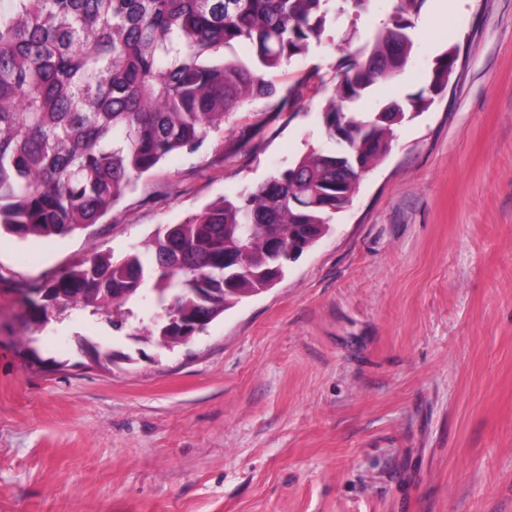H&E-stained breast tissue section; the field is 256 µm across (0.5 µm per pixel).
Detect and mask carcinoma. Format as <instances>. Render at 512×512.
Segmentation results:
<instances>
[{
	"label": "carcinoma",
	"mask_w": 512,
	"mask_h": 512,
	"mask_svg": "<svg viewBox=\"0 0 512 512\" xmlns=\"http://www.w3.org/2000/svg\"><path fill=\"white\" fill-rule=\"evenodd\" d=\"M330 0H0V232L53 239L98 223L135 180L194 150L250 101L269 96L264 75L327 37ZM373 0H338L335 15ZM424 0H395L390 18L354 49L357 30L336 40L337 80L320 111L341 150L310 149L291 166L236 196L160 228L115 258L89 253L42 287L56 309L82 306L128 336L182 335L206 326L282 279L288 248L328 229L361 179L392 150L395 129L427 111L457 65L450 46L416 93L372 112L353 105L407 67L411 29ZM245 44L244 58L235 46ZM363 172L336 170V155ZM279 232L282 254L267 252ZM239 263L224 265V253ZM151 293L148 325L130 319ZM37 332L53 311L30 302ZM96 363L114 351L86 338Z\"/></svg>",
	"instance_id": "1"
}]
</instances>
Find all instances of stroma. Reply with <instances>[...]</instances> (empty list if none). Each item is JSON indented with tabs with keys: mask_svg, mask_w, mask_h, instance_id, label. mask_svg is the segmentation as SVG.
Listing matches in <instances>:
<instances>
[{
	"mask_svg": "<svg viewBox=\"0 0 512 512\" xmlns=\"http://www.w3.org/2000/svg\"><path fill=\"white\" fill-rule=\"evenodd\" d=\"M393 6L331 23L267 74L272 96L100 223L0 238V512H512V0H425L405 72L359 108L418 91L451 45L457 78L273 287L171 350L66 312L38 349L67 368L24 358L23 289L330 148L333 39L352 24L367 36ZM82 336L125 360L82 362Z\"/></svg>",
	"mask_w": 512,
	"mask_h": 512,
	"instance_id": "35a3bbf8",
	"label": "stroma"
}]
</instances>
